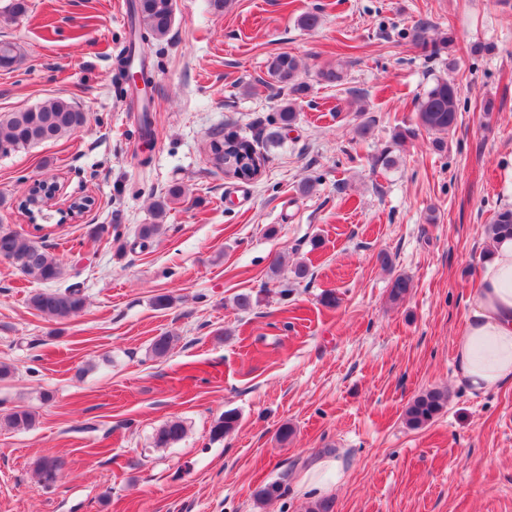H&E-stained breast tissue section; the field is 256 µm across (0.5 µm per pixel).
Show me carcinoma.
<instances>
[{"mask_svg":"<svg viewBox=\"0 0 512 512\" xmlns=\"http://www.w3.org/2000/svg\"><path fill=\"white\" fill-rule=\"evenodd\" d=\"M176 0H134L130 7V20L126 44L118 55L117 79L123 78V68L130 67V59H140L139 72L146 84L153 82L152 66L148 50L156 42L164 40L174 23ZM19 57V47L11 41H0V68H11ZM298 62L288 53H280L269 64V73L281 87L288 89V103L277 112L278 127L286 129L297 120L295 96L303 94L304 85L298 81ZM320 81L327 86H338L345 78L344 64L328 66L319 72ZM459 89L455 83L436 80L416 102V123L413 127L400 128L394 133V142L402 145L414 139L418 131L449 134L457 125L459 112ZM86 122V114L64 98L48 100L18 112L0 115V157L40 143L57 140L74 133ZM211 162L224 175L246 182L252 180L251 172L255 160L266 161L254 143L235 134L215 138L210 143ZM33 190H27L21 209L35 227L37 220L53 194L39 196V206L29 204ZM487 235L508 234L512 236V207L505 206L495 213L486 228ZM0 257L10 260L27 278L42 284L61 280L64 268L49 252L46 236L0 227ZM411 279L399 274L392 278L389 297L397 302L408 294ZM29 305L40 314L54 319H64L79 312L86 299L80 286L71 284L63 289H43L31 294ZM178 337L164 333L153 339L150 353L155 358L165 357ZM448 405V392L443 389H428L413 398L404 412L405 425L412 430L423 429L435 421ZM239 415L233 410L224 411L212 427L215 438L232 433L238 424ZM36 414L29 408L20 407L3 417V424L11 429H29L35 425ZM186 433L182 420L171 419L157 432L155 445L166 448L180 441Z\"/></svg>","mask_w":512,"mask_h":512,"instance_id":"cac0c4a2","label":"carcinoma"}]
</instances>
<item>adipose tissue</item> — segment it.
<instances>
[{
	"label": "adipose tissue",
	"mask_w": 512,
	"mask_h": 512,
	"mask_svg": "<svg viewBox=\"0 0 512 512\" xmlns=\"http://www.w3.org/2000/svg\"><path fill=\"white\" fill-rule=\"evenodd\" d=\"M461 335L453 345L457 375L471 392L512 383V237L486 242Z\"/></svg>",
	"instance_id": "ef3b65f1"
}]
</instances>
